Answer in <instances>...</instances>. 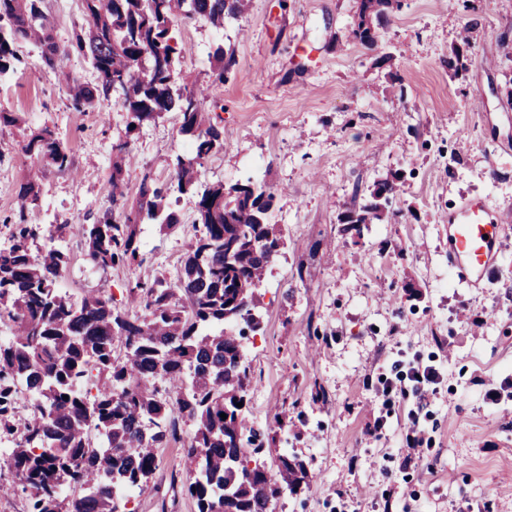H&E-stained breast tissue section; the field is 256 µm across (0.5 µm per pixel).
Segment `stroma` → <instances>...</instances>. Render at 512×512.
Masks as SVG:
<instances>
[{"label": "stroma", "mask_w": 512, "mask_h": 512, "mask_svg": "<svg viewBox=\"0 0 512 512\" xmlns=\"http://www.w3.org/2000/svg\"><path fill=\"white\" fill-rule=\"evenodd\" d=\"M358 0H250L221 28L179 24L178 81L207 88L224 147L198 169L203 183L259 178L280 189L273 220L284 248L260 290V331L243 340L251 365L249 420L267 429L288 416L276 445L313 477L270 512H512V234L501 274L473 286L448 269L449 212L484 198L512 225V0H403L365 47L351 34ZM232 50L226 81L212 77L216 47ZM25 64L0 80V246L18 193L38 171L32 224H69L112 211L115 146L129 141L128 199L143 176L170 183L189 144L175 113L125 133L109 100L72 109L63 72L94 84L87 58ZM49 125L73 149L61 173L25 150ZM407 177L394 217L344 231L374 181ZM177 232L153 234L142 264L85 268L80 239L61 244L71 266L58 287L72 299L101 288L117 308L135 282L171 273L193 238V197L176 205ZM433 367L436 383L414 368ZM158 468L129 495L130 512H198L183 448L156 450Z\"/></svg>", "instance_id": "1"}]
</instances>
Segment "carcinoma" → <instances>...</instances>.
Instances as JSON below:
<instances>
[{"label": "carcinoma", "mask_w": 512, "mask_h": 512, "mask_svg": "<svg viewBox=\"0 0 512 512\" xmlns=\"http://www.w3.org/2000/svg\"><path fill=\"white\" fill-rule=\"evenodd\" d=\"M82 6L87 27L71 48L88 58L99 81L70 78L72 107L84 111L118 97L129 136L176 112L180 133L194 144V156L175 157L176 189L196 198L198 218L176 274L128 289L146 310L131 318L102 289L85 291L78 302L58 291L70 257L45 242L70 225L28 223L39 191L33 180L21 186L18 212L4 218L12 244L0 248V321L12 323L10 339L0 343V437L12 445L3 464L28 493L30 512H125L117 490L141 487L158 467L155 448L181 440L198 512H269L281 496L310 487L305 464L286 449L276 453L275 469L267 468L275 437L250 425L245 406L244 329L261 328L258 290L283 246L281 228L269 222L278 191L251 179L198 184V166L224 147V128L211 121L203 91L176 87L172 45L178 23L223 26L240 18L245 0H82ZM400 8L401 0H359L353 37L373 47L376 29ZM21 41L35 42L45 65L62 67L69 50L53 40L50 0H0V78L23 63ZM213 59L222 82L234 54L219 47ZM25 149L59 172L72 168V148L48 125L31 133ZM404 187L402 172L375 182L345 223L358 233L383 220ZM170 195L169 187L144 185L137 203L127 206L122 166L114 164L112 202H121L122 212L78 225L85 263L104 271L142 263V226L167 232L180 223ZM20 384L31 394L30 420L20 417ZM173 399L196 422L185 441L168 421ZM65 486L82 492L63 499Z\"/></svg>", "instance_id": "obj_1"}]
</instances>
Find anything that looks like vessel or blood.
Returning a JSON list of instances; mask_svg holds the SVG:
<instances>
[{
  "label": "vessel or blood",
  "mask_w": 512,
  "mask_h": 512,
  "mask_svg": "<svg viewBox=\"0 0 512 512\" xmlns=\"http://www.w3.org/2000/svg\"><path fill=\"white\" fill-rule=\"evenodd\" d=\"M448 264L459 280L479 284L500 270V242L505 226L478 198L448 216Z\"/></svg>",
  "instance_id": "1"
}]
</instances>
